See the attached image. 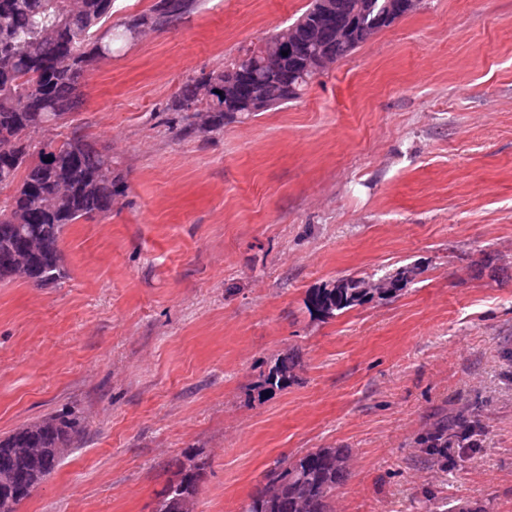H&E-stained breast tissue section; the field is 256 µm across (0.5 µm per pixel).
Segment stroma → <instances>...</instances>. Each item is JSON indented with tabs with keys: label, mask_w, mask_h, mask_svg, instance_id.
<instances>
[{
	"label": "stroma",
	"mask_w": 512,
	"mask_h": 512,
	"mask_svg": "<svg viewBox=\"0 0 512 512\" xmlns=\"http://www.w3.org/2000/svg\"><path fill=\"white\" fill-rule=\"evenodd\" d=\"M310 0H194L95 61L72 128L125 191L69 225L67 275L0 282V436L85 425L18 512H154L184 449L196 512H241L284 457L351 452L336 512H512V0H420L298 100L179 134L182 82L224 69ZM405 272L319 318L312 289ZM299 381L258 396L267 365ZM481 448L430 452L441 418ZM301 365V357L298 350L291 348L280 353L268 365L261 384L259 395L261 397H269L276 392L287 390L298 378L296 370ZM269 392V396H266Z\"/></svg>",
	"instance_id": "obj_1"
}]
</instances>
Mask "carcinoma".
Listing matches in <instances>:
<instances>
[{
	"label": "carcinoma",
	"mask_w": 512,
	"mask_h": 512,
	"mask_svg": "<svg viewBox=\"0 0 512 512\" xmlns=\"http://www.w3.org/2000/svg\"><path fill=\"white\" fill-rule=\"evenodd\" d=\"M366 1L370 11L360 18L369 30L356 39L336 42L329 30L323 50L348 56L376 32L388 27L381 16L385 0ZM193 0H155L151 9L135 15L122 29L105 26L112 16V0H0V190L14 188L7 205L0 207V281L20 279L38 288L65 277L61 243L65 228L80 220L112 211V199L123 191L120 176L112 174V157L75 133L57 142L48 138L33 144V135L48 131L74 117L82 104L81 80L95 59L112 55L114 45L141 27L162 28L190 11ZM309 3L296 19L294 53L267 65L244 56L229 69L241 71L238 99L268 80L283 85L282 104L303 95L311 80L306 58L308 27L319 19ZM224 72L212 71L187 78L169 110L206 111L205 122L189 128L217 131L224 118L243 109L229 103ZM404 273L388 278L387 287L370 288V278L347 275L313 289L305 306L314 315L332 317L372 300H389L404 285ZM301 365L298 350L280 353L268 365L260 396L274 395L297 382ZM462 415L439 420L423 443L448 447V432L459 427ZM83 421L69 413L49 415L0 437V504L17 508L31 497L54 471L62 449L84 433ZM176 464L157 494L154 512H187L195 503L207 461L192 449ZM347 448H318L285 458L265 475L244 504L242 512H334L336 492L348 480Z\"/></svg>",
	"instance_id": "1"
}]
</instances>
